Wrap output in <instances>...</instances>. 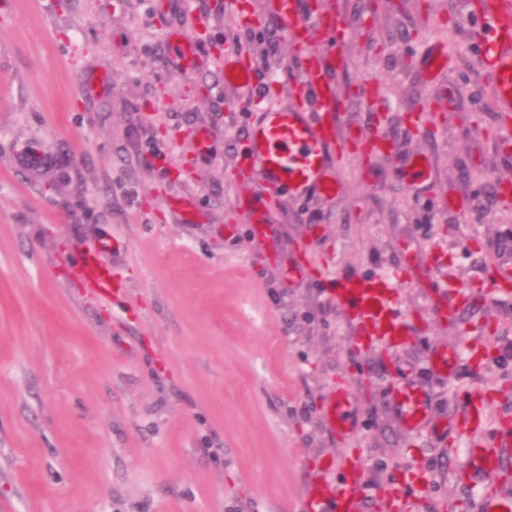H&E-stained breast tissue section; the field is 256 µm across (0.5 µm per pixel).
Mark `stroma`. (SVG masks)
<instances>
[{
  "label": "stroma",
  "mask_w": 512,
  "mask_h": 512,
  "mask_svg": "<svg viewBox=\"0 0 512 512\" xmlns=\"http://www.w3.org/2000/svg\"><path fill=\"white\" fill-rule=\"evenodd\" d=\"M264 2L246 0L249 29L226 0H0V512H292L321 458L352 452L370 488L359 512H388L374 488L410 472L418 512H478L463 443L406 434L385 389L406 370L435 416L480 394L490 421L512 422V300L460 310L446 290L482 282L512 238L495 189L512 182V118L460 0H313L347 19L340 193L280 198L254 236L232 179L252 114L220 71L175 66L167 30L207 55L238 49L257 92L283 96L297 49ZM434 41L448 72L431 84L414 61ZM379 122L394 148L366 154L349 134ZM25 144L41 162L21 160ZM407 152L431 159L427 188L401 179ZM302 257L308 276L288 279ZM89 258L123 297L86 286ZM376 268L399 278V348L356 344L329 297L334 277ZM438 343L462 350L448 380L428 365ZM339 385L362 412L348 446L323 414Z\"/></svg>",
  "instance_id": "1"
}]
</instances>
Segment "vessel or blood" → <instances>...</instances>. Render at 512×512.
I'll return each mask as SVG.
<instances>
[{
    "label": "vessel or blood",
    "mask_w": 512,
    "mask_h": 512,
    "mask_svg": "<svg viewBox=\"0 0 512 512\" xmlns=\"http://www.w3.org/2000/svg\"><path fill=\"white\" fill-rule=\"evenodd\" d=\"M268 14L278 21L290 37L304 43L299 73L290 82V102L256 95L255 71L249 60L230 51L206 57L189 36L180 35L170 42V51L178 64L188 68L201 65L224 73V85L237 96L255 101L256 120L249 123L242 154L235 170L236 178L251 184L247 204L257 215L256 235L266 234L273 200L280 196L294 199L316 193L332 199L340 190L333 173L341 155L336 149L339 120L335 107L339 89L330 70L333 57L342 48L345 31L340 16L307 8L303 0H269ZM474 17L482 32L481 61L489 79L493 100L500 111L512 112V0H482ZM322 33L330 43V53L307 49L313 33ZM430 77L438 78L447 69V54L439 44H431L418 59ZM494 278L486 291L493 299L512 297V241L503 239L494 245ZM84 279L103 298L116 297L111 273L103 266L88 262L82 268ZM338 307L352 313L357 325L358 342L384 340L397 345L405 340L403 312L395 285L386 274L371 271L337 278L331 292ZM460 352L456 346L437 345L430 360L438 372L453 373ZM388 396L403 429L416 432L432 428L435 435L467 442L469 467L464 477L488 483L505 469L502 456L495 453V436L479 437L484 425L481 405L467 407L463 413L440 426H432V398L416 380L403 377L392 383ZM359 410L353 404L350 389L339 387L325 402V415L332 432L340 440L351 439L358 430ZM367 485L358 458L348 459L342 476L325 468L322 478L309 483L300 512H359Z\"/></svg>",
    "instance_id": "vessel-or-blood-1"
}]
</instances>
